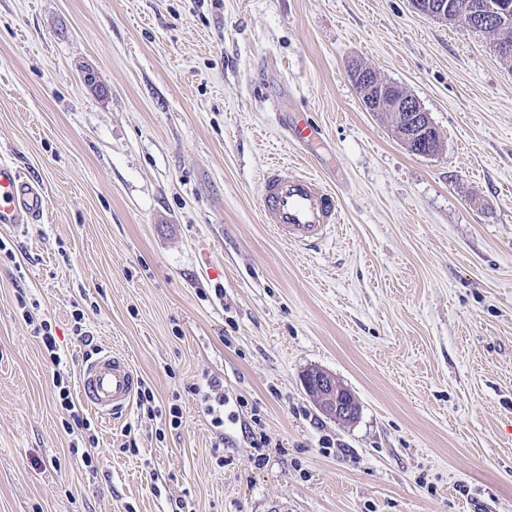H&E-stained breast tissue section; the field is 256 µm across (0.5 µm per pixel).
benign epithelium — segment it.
<instances>
[{
  "label": "benign epithelium",
  "mask_w": 512,
  "mask_h": 512,
  "mask_svg": "<svg viewBox=\"0 0 512 512\" xmlns=\"http://www.w3.org/2000/svg\"><path fill=\"white\" fill-rule=\"evenodd\" d=\"M412 3L422 14L448 25L463 24L471 30L497 31L495 51L503 57L512 56V3L509 0H479L472 6L469 20L454 0H412ZM349 77L353 84L360 86L366 111L398 114L395 136L403 145L436 150V128L418 99L406 88L387 83L362 66H350ZM303 384L328 416L341 422H351L357 417L356 397L329 372L311 369L303 376Z\"/></svg>",
  "instance_id": "7a95c632"
}]
</instances>
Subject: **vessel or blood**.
<instances>
[{
	"instance_id": "1",
	"label": "vessel or blood",
	"mask_w": 512,
	"mask_h": 512,
	"mask_svg": "<svg viewBox=\"0 0 512 512\" xmlns=\"http://www.w3.org/2000/svg\"><path fill=\"white\" fill-rule=\"evenodd\" d=\"M259 203L263 221L290 244L317 246L340 223L334 190L317 176L268 169L262 176ZM43 212L40 187L23 179L12 162L0 160V225L18 230L37 223ZM83 402L109 417L129 408L139 380L128 359L105 350L86 363L79 376Z\"/></svg>"
}]
</instances>
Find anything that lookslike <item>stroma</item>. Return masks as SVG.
<instances>
[{
  "label": "stroma",
  "instance_id": "1",
  "mask_svg": "<svg viewBox=\"0 0 512 512\" xmlns=\"http://www.w3.org/2000/svg\"><path fill=\"white\" fill-rule=\"evenodd\" d=\"M354 60L418 98L437 154L365 111ZM0 157L44 197L0 226V512H512V61L491 36L411 0H0ZM284 164L336 193L315 249L262 222ZM107 345L152 408L68 429L52 373L78 388ZM303 384L328 416L341 422H351L357 417L359 405L356 397L329 372L311 369L303 376Z\"/></svg>",
  "mask_w": 512,
  "mask_h": 512
}]
</instances>
